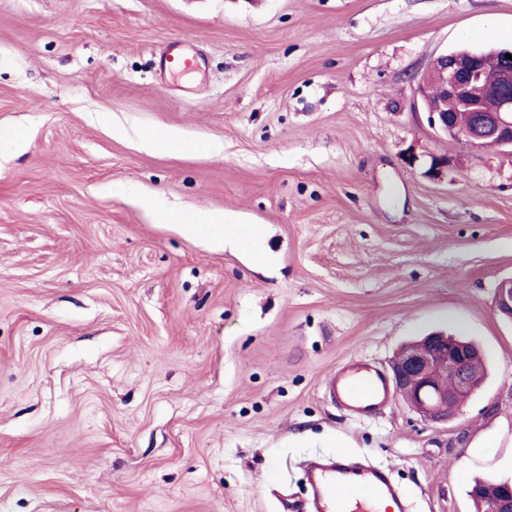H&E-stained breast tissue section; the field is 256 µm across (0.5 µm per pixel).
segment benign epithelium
I'll return each instance as SVG.
<instances>
[{"label": "benign epithelium", "instance_id": "7a95c632", "mask_svg": "<svg viewBox=\"0 0 512 512\" xmlns=\"http://www.w3.org/2000/svg\"><path fill=\"white\" fill-rule=\"evenodd\" d=\"M511 52L498 51L500 93L493 99L482 91L484 53L460 48L435 57L417 83L416 96L425 105L432 96L440 95L454 103V110H427L430 126L444 135L451 132L475 148H512V60L506 58ZM461 112L472 115L469 125L454 121V115ZM495 307L512 318V279L498 288ZM470 352L469 342L461 337L433 332L403 347L391 361L393 384L425 420L444 423L476 389L469 369ZM444 372L452 378V384L441 381ZM486 512H512L511 481H503L498 497L489 502Z\"/></svg>", "mask_w": 512, "mask_h": 512}]
</instances>
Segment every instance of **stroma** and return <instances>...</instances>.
<instances>
[{"mask_svg":"<svg viewBox=\"0 0 512 512\" xmlns=\"http://www.w3.org/2000/svg\"><path fill=\"white\" fill-rule=\"evenodd\" d=\"M462 45L511 48L512 0H0V512H283L317 454L390 468L413 512L512 478V153L413 107ZM434 330L487 370L448 423L331 402ZM159 207L164 211L166 223L180 224L182 230L189 235L212 232L210 244L212 248L224 247V236H234L238 230V222H232L224 216V212L210 213L206 217L207 224H182L184 223L180 215L173 210H167L160 204Z\"/></svg>","mask_w":512,"mask_h":512,"instance_id":"stroma-1","label":"stroma"}]
</instances>
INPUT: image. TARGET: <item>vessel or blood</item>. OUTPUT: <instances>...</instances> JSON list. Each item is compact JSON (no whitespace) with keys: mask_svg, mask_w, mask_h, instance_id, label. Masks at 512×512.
<instances>
[{"mask_svg":"<svg viewBox=\"0 0 512 512\" xmlns=\"http://www.w3.org/2000/svg\"><path fill=\"white\" fill-rule=\"evenodd\" d=\"M333 401L352 416L366 419L390 397L385 373L368 363H353L330 374L325 381ZM313 491L310 502H286V512H376L386 500L391 512H408L407 497L395 485L388 469L371 461L354 462L339 456L317 459L306 467Z\"/></svg>","mask_w":512,"mask_h":512,"instance_id":"b4317fda","label":"vessel or blood"}]
</instances>
